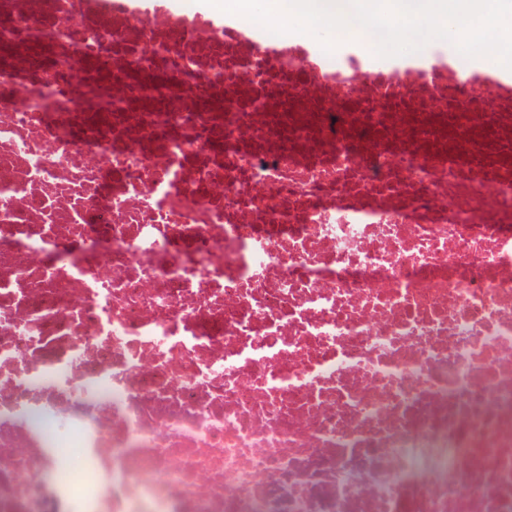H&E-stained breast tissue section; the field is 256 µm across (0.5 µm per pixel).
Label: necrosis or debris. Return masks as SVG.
I'll return each mask as SVG.
<instances>
[{
	"mask_svg": "<svg viewBox=\"0 0 512 512\" xmlns=\"http://www.w3.org/2000/svg\"><path fill=\"white\" fill-rule=\"evenodd\" d=\"M373 43L0 0V512H512V72Z\"/></svg>",
	"mask_w": 512,
	"mask_h": 512,
	"instance_id": "obj_1",
	"label": "necrosis or debris"
}]
</instances>
